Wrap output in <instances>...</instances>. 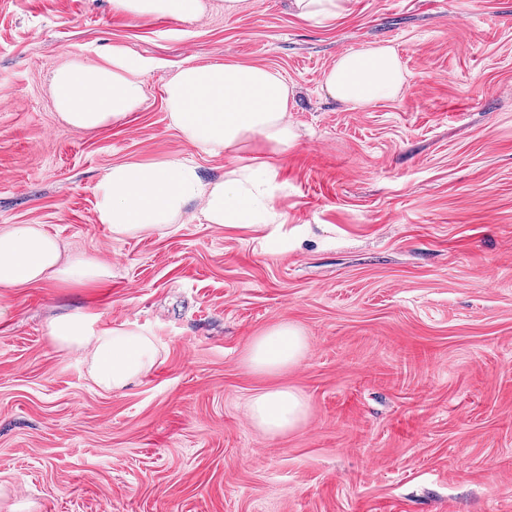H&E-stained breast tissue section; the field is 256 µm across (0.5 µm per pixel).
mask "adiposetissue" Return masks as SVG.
I'll list each match as a JSON object with an SVG mask.
<instances>
[{"label":"adipose tissue","mask_w":512,"mask_h":512,"mask_svg":"<svg viewBox=\"0 0 512 512\" xmlns=\"http://www.w3.org/2000/svg\"><path fill=\"white\" fill-rule=\"evenodd\" d=\"M115 11L143 17L164 16L179 22L198 19L205 0H111ZM143 60L134 53L113 56L110 64L72 63L54 76L59 115L73 127L95 130L132 112L143 101ZM406 74L394 47L379 45L337 56L324 74L335 100L364 107L397 95ZM170 117L185 138L201 151L218 155L262 136L274 153L288 154L298 135L288 120L290 90L279 73L241 64H190L165 84ZM275 168L259 162L232 176L204 182L196 168L179 156L152 165L136 161L112 165L97 185L96 213L113 237L169 231L196 202L210 224H273L278 214L270 186ZM111 264L84 252L63 254L58 240L39 224L0 227V288H20L43 281L66 284L106 282ZM46 334L59 350L84 355L92 383L120 392L154 367L157 339L137 323H100L98 314L75 312L51 318ZM306 338L281 323L257 336L246 363L254 371L276 374L297 364ZM306 405L291 388L256 395L248 406L252 424L276 437L303 422Z\"/></svg>","instance_id":"ef3b65f1"}]
</instances>
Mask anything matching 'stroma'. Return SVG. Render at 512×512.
Returning <instances> with one entry per match:
<instances>
[{
	"label": "stroma",
	"instance_id": "1",
	"mask_svg": "<svg viewBox=\"0 0 512 512\" xmlns=\"http://www.w3.org/2000/svg\"><path fill=\"white\" fill-rule=\"evenodd\" d=\"M197 20L109 0H0V225L40 224L112 266L102 284L0 288V512H512V0H351L315 25L289 0H209ZM388 44L402 90L331 98L337 55ZM137 53L145 98L96 130L58 115L72 62ZM189 63L256 65L295 88L296 148L204 153L172 125L165 84ZM178 155L203 179L269 161L276 224L116 239L96 217L113 164ZM76 309L137 321L155 367L119 393L55 350ZM287 322L307 346L278 374L245 362ZM298 390L303 423L248 417ZM306 405L292 388H277L256 395L248 406L252 424L276 437L295 430L304 421Z\"/></svg>",
	"mask_w": 512,
	"mask_h": 512
}]
</instances>
